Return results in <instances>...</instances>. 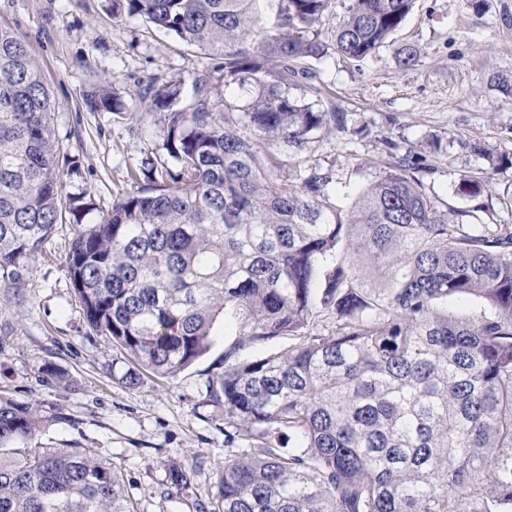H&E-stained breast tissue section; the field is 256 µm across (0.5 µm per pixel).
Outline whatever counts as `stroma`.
Here are the masks:
<instances>
[{"mask_svg":"<svg viewBox=\"0 0 512 512\" xmlns=\"http://www.w3.org/2000/svg\"><path fill=\"white\" fill-rule=\"evenodd\" d=\"M0 22L42 69L57 104L56 138L79 162L75 185L101 215L132 190V170L156 152L162 132L147 102L133 116L95 112L86 90L106 79L125 98L215 65L141 19H113L106 0H0ZM407 46L424 52L420 65H399ZM320 69L323 100L348 126L367 129L355 140L332 129L314 145L310 159L331 169L337 193L355 194L378 176L386 130L426 155L441 195H452L460 174L487 168L470 143L512 154V94L502 86L512 78V0H417L389 46L361 62L334 54ZM71 239V226L61 225L23 288L0 287V396L58 413L40 437L44 446L84 448L116 463L140 512H196L216 492L217 467L235 454L224 444L223 412L205 403L208 379L224 370V337L176 376L148 373L126 388V353L89 330L74 295L65 263ZM49 362L71 386L41 383ZM175 462L191 470L180 493L167 484Z\"/></svg>","mask_w":512,"mask_h":512,"instance_id":"35a3bbf8","label":"stroma"}]
</instances>
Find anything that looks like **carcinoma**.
<instances>
[{"instance_id": "cac0c4a2", "label": "carcinoma", "mask_w": 512, "mask_h": 512, "mask_svg": "<svg viewBox=\"0 0 512 512\" xmlns=\"http://www.w3.org/2000/svg\"><path fill=\"white\" fill-rule=\"evenodd\" d=\"M109 2L219 66L145 89L162 153L90 222L93 198L64 193L80 168L60 159L52 91L0 24V286L22 288L71 224L68 277L88 328L128 355L129 389L176 376L218 320L236 323L206 397L237 454L198 512H512V224L497 213L512 191L490 193L512 156L473 145L489 169L460 175L450 202L427 158L384 135L386 166L345 205L303 160L344 113L290 94H320L333 53L374 55L415 0H350L330 42V0ZM109 87L85 105L130 111ZM460 297L478 310H452ZM60 419L0 397V512H138L115 464L43 446ZM168 482L186 489L188 469L171 464Z\"/></svg>"}]
</instances>
